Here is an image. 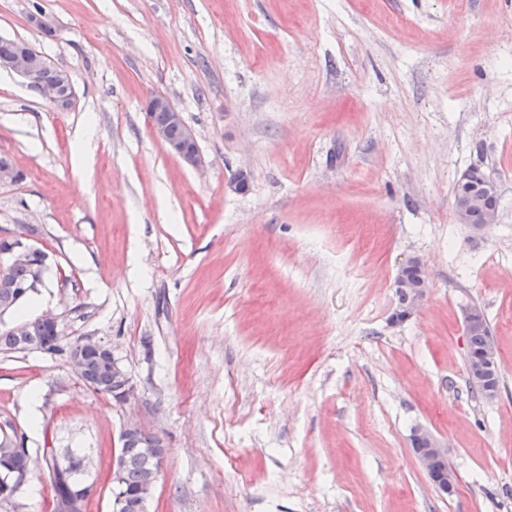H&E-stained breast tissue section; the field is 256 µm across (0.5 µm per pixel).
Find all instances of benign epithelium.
Instances as JSON below:
<instances>
[{
	"instance_id": "obj_1",
	"label": "benign epithelium",
	"mask_w": 512,
	"mask_h": 512,
	"mask_svg": "<svg viewBox=\"0 0 512 512\" xmlns=\"http://www.w3.org/2000/svg\"><path fill=\"white\" fill-rule=\"evenodd\" d=\"M29 25L39 32L50 35L54 32L52 19L43 11L37 10L28 16ZM0 66L8 68L18 75L26 78L46 98L52 108L57 112H68L76 103V91L69 73L61 68L47 63L44 57L25 43L15 45L14 50L4 56H0ZM147 118L153 134L163 142L170 153L178 158L183 165L196 168L200 164V156L197 138L194 131L188 127L180 112L172 105L170 100L163 95H153L146 106ZM155 112H164L167 122L157 124L152 116ZM180 126L183 129L182 136L172 138L169 136V127ZM456 219L460 224L469 223V215L474 210L482 212L480 224L474 226V230L482 232L498 223V208L484 206L482 196L470 193L455 201ZM7 246L0 251L6 256L5 261L0 262V288L13 289L14 285L8 281L7 271L15 263H27L32 267V278L24 286L19 295H24L35 288L41 282L42 273L46 266L47 256L38 248L28 242V234H20L5 239ZM415 267L418 276L410 279L407 269ZM394 286L402 289L409 295L406 308L402 312H395L392 322L400 324L416 315L426 301L431 284L426 273L424 262L413 257L406 260L397 270ZM83 351L70 356V364L77 375H82L84 355L92 351L108 348L104 342L85 338L80 341ZM467 367L470 378L480 379L487 383L486 396L491 398L497 394V377L499 376V350L495 341L491 340L483 352L478 356L467 358ZM412 440L421 446L415 456L426 472L430 484L445 495H452L457 488L458 477L453 468L444 471L437 469L434 462L445 459L448 456V448L438 440L431 432L418 429L414 432ZM30 466L21 470L8 471L0 485L3 491L0 495L8 498L12 496L19 486L25 481Z\"/></svg>"
}]
</instances>
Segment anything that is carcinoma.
<instances>
[{"label": "carcinoma", "instance_id": "obj_1", "mask_svg": "<svg viewBox=\"0 0 512 512\" xmlns=\"http://www.w3.org/2000/svg\"><path fill=\"white\" fill-rule=\"evenodd\" d=\"M26 334L14 335L10 330H0V350L25 351L40 350L50 354H62L63 347L47 346L49 332L38 320H27ZM491 337L489 324L473 327L468 335L469 352L475 355L484 350ZM83 379L107 395L121 388V382L112 374V353L106 349L91 352L85 356ZM155 436L141 430L128 438L119 450L113 478L112 497L121 500L120 512H145L148 497L144 496L147 486L154 479L157 460L152 445L159 444ZM47 471L55 491V512H71L66 505L71 499V490L78 484V476L83 474L82 458L69 454L58 457L49 451Z\"/></svg>", "mask_w": 512, "mask_h": 512}]
</instances>
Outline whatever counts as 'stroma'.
Segmentation results:
<instances>
[{
    "instance_id": "obj_1",
    "label": "stroma",
    "mask_w": 512,
    "mask_h": 512,
    "mask_svg": "<svg viewBox=\"0 0 512 512\" xmlns=\"http://www.w3.org/2000/svg\"><path fill=\"white\" fill-rule=\"evenodd\" d=\"M0 38L77 94L54 111L0 68V156L24 174L0 183V239L25 230L48 255L0 329L54 314L134 387L120 405L66 355L0 352V434L34 462L0 512H54L50 449L88 462L83 512H112L131 422L164 448L146 512H512V0H0ZM156 93L199 168L154 136ZM473 167L498 184L483 232L455 216ZM413 257L429 296L395 325ZM473 304L493 398L469 384ZM418 428L447 444L453 495ZM146 112L155 137L163 142L170 153L178 158L183 165L189 168H197L200 164L197 138L194 131L185 124L181 112H178L170 100L163 95L151 96L147 102ZM153 112H156L154 115L156 123L163 121L162 112H166L167 122L165 124H155L152 119ZM170 126H181L183 129L182 136L171 138L179 136L180 130L176 127L171 128L170 137ZM484 317V312L481 309H475L473 306H470L464 313L463 322L465 335L467 336L469 333L468 347L470 354L475 355L483 351L478 356L467 358L468 372L472 379H469V383L472 389L484 395V384L473 380L481 379L484 381L487 384L486 396L491 398L497 394L496 382L500 373L498 346L494 339L490 340L487 344L492 334L486 318L485 324H480L470 330L473 324L479 323ZM412 440L422 446V448L415 453V456L425 470L430 484L442 494H454L458 482L455 470L449 462L448 469L444 471L438 470L434 466L436 460L448 458L447 446L425 429H417L413 434Z\"/></svg>"
}]
</instances>
